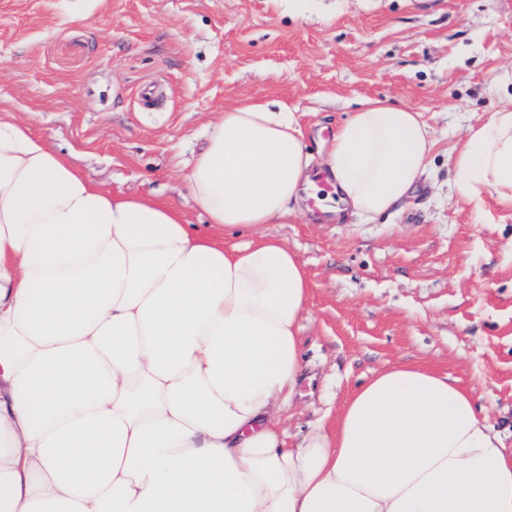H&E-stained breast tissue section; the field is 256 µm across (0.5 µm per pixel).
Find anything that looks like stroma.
<instances>
[{"instance_id":"obj_1","label":"stroma","mask_w":512,"mask_h":512,"mask_svg":"<svg viewBox=\"0 0 512 512\" xmlns=\"http://www.w3.org/2000/svg\"><path fill=\"white\" fill-rule=\"evenodd\" d=\"M508 93L512 0H0V111L204 233L186 175L226 108L287 104L314 153L365 99L423 112L437 145L406 205L336 223L309 198L262 228L310 285L293 438L409 361L456 378L512 446V208L457 200L448 161Z\"/></svg>"}]
</instances>
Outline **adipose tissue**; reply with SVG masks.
<instances>
[{
	"instance_id": "adipose-tissue-1",
	"label": "adipose tissue",
	"mask_w": 512,
	"mask_h": 512,
	"mask_svg": "<svg viewBox=\"0 0 512 512\" xmlns=\"http://www.w3.org/2000/svg\"><path fill=\"white\" fill-rule=\"evenodd\" d=\"M435 147L378 99L322 160L347 215L390 213ZM296 112L225 109L186 176L212 228L317 197ZM459 200L512 207V98L450 155ZM308 279L260 236L224 248L113 195L0 114V512H512V448L450 374L400 362L287 445Z\"/></svg>"
}]
</instances>
